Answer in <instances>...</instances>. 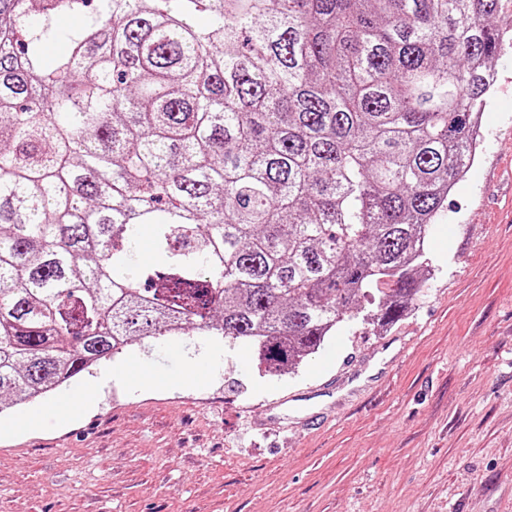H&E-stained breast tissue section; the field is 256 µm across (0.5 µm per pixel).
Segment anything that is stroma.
<instances>
[{
  "label": "stroma",
  "instance_id": "stroma-1",
  "mask_svg": "<svg viewBox=\"0 0 512 512\" xmlns=\"http://www.w3.org/2000/svg\"><path fill=\"white\" fill-rule=\"evenodd\" d=\"M496 70L399 321L343 323L285 375L198 329L174 339L177 362L170 337L133 343L0 414V512H512L511 38Z\"/></svg>",
  "mask_w": 512,
  "mask_h": 512
}]
</instances>
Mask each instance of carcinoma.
<instances>
[{
  "label": "carcinoma",
  "instance_id": "carcinoma-1",
  "mask_svg": "<svg viewBox=\"0 0 512 512\" xmlns=\"http://www.w3.org/2000/svg\"><path fill=\"white\" fill-rule=\"evenodd\" d=\"M499 5L0 0V412L144 336L212 331L284 375L347 319L397 322Z\"/></svg>",
  "mask_w": 512,
  "mask_h": 512
}]
</instances>
